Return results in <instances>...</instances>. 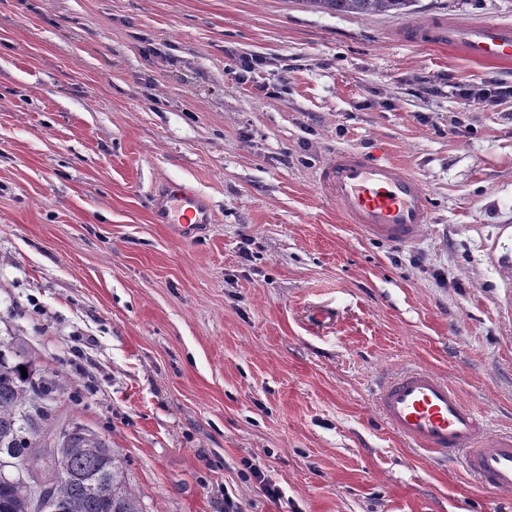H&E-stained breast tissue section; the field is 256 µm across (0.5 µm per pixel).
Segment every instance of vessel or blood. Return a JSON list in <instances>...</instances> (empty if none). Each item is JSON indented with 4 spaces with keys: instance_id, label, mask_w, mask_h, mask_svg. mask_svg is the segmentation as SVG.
<instances>
[{
    "instance_id": "obj_1",
    "label": "vessel or blood",
    "mask_w": 512,
    "mask_h": 512,
    "mask_svg": "<svg viewBox=\"0 0 512 512\" xmlns=\"http://www.w3.org/2000/svg\"><path fill=\"white\" fill-rule=\"evenodd\" d=\"M404 35L416 43L455 48L474 61L512 65V28L497 23L454 26L437 19L411 26ZM317 184L348 223L373 240L412 244L430 220L424 185L390 157L381 141L368 152L337 151L322 167ZM208 218L194 192L170 186L162 223L204 224ZM376 403L384 423L418 451L461 459L481 484L512 494V434H492L486 418L447 380L430 369L412 368L382 386Z\"/></svg>"
}]
</instances>
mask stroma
<instances>
[{
    "label": "stroma",
    "instance_id": "stroma-1",
    "mask_svg": "<svg viewBox=\"0 0 512 512\" xmlns=\"http://www.w3.org/2000/svg\"><path fill=\"white\" fill-rule=\"evenodd\" d=\"M435 18L512 25V0L364 18L304 0H0V336L83 393L58 424L123 449L147 512H512L373 399L421 365L512 432V101L451 128L453 84L512 69L397 41ZM245 53L264 66L239 84ZM423 77L437 92L416 94ZM377 140L430 196L414 245L363 237L316 184L336 151ZM172 183L210 223H156Z\"/></svg>",
    "mask_w": 512,
    "mask_h": 512
}]
</instances>
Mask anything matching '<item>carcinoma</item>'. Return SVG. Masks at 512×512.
Returning a JSON list of instances; mask_svg holds the SVG:
<instances>
[{"instance_id":"carcinoma-1","label":"carcinoma","mask_w":512,"mask_h":512,"mask_svg":"<svg viewBox=\"0 0 512 512\" xmlns=\"http://www.w3.org/2000/svg\"><path fill=\"white\" fill-rule=\"evenodd\" d=\"M327 14H408L414 0H304ZM27 377H22L20 367ZM66 394L59 376L36 366L12 339L0 338V461L11 460L32 479L44 481L62 512H146L128 478L123 449L80 425L53 432L55 404ZM55 433L53 441L48 434ZM63 449L58 458L56 449ZM63 462L72 478L57 480ZM30 485L0 479V512H33Z\"/></svg>"}]
</instances>
